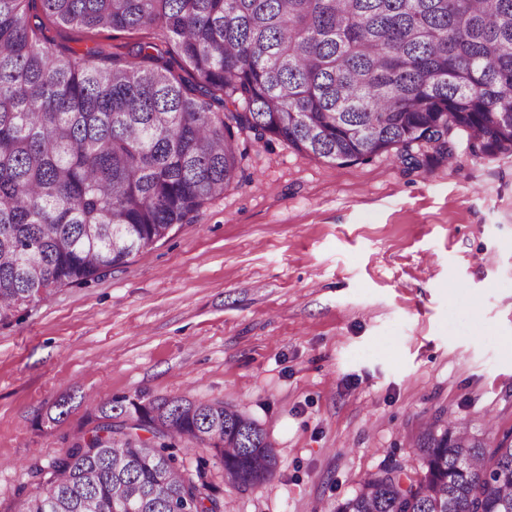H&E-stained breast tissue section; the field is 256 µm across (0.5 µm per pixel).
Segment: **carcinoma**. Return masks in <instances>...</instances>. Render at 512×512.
I'll return each mask as SVG.
<instances>
[{
    "label": "carcinoma",
    "instance_id": "1",
    "mask_svg": "<svg viewBox=\"0 0 512 512\" xmlns=\"http://www.w3.org/2000/svg\"><path fill=\"white\" fill-rule=\"evenodd\" d=\"M146 30L124 56L50 26ZM180 56L192 79L168 56ZM512 156V0H0V324L186 224L242 172L243 140L406 170ZM15 512H226L274 477L267 432L224 401L95 404ZM336 512H512V434L439 412Z\"/></svg>",
    "mask_w": 512,
    "mask_h": 512
}]
</instances>
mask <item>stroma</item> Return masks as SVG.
<instances>
[{"label":"stroma","mask_w":512,"mask_h":512,"mask_svg":"<svg viewBox=\"0 0 512 512\" xmlns=\"http://www.w3.org/2000/svg\"><path fill=\"white\" fill-rule=\"evenodd\" d=\"M121 55L139 32L52 29ZM407 171L246 140L243 175L104 278L0 325V512L32 464L93 427L90 398L224 401L277 458L267 483L207 479L234 512H334L438 412L512 431V156ZM70 412L57 418L56 405Z\"/></svg>","instance_id":"35a3bbf8"}]
</instances>
